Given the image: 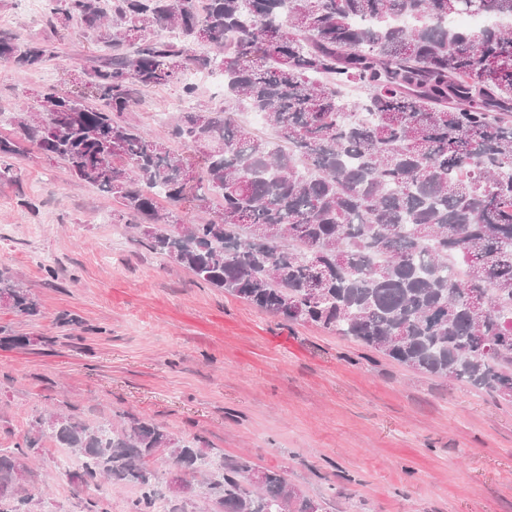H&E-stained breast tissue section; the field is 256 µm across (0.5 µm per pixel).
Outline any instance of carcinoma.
<instances>
[{"label":"carcinoma","mask_w":512,"mask_h":512,"mask_svg":"<svg viewBox=\"0 0 512 512\" xmlns=\"http://www.w3.org/2000/svg\"><path fill=\"white\" fill-rule=\"evenodd\" d=\"M44 0L50 27L80 24L109 49L82 89L46 88L0 136V182L32 145L119 204L115 224L198 282L290 323L351 338L412 370L512 398V27L451 28L460 14L511 17L512 0ZM405 15L410 28L354 24ZM175 30L170 39L164 31ZM57 56L0 35V60L38 71ZM219 67L224 101L179 113L171 137L192 164L127 120L144 90ZM258 112L269 133L239 122ZM368 112L371 121L360 113ZM222 211L185 223L180 206ZM165 199L169 208L160 206ZM463 267L453 280L448 257ZM0 303L25 317L38 300L0 269ZM87 461L78 477L139 488L128 512L163 491L149 460L170 450L198 471V448L128 415L94 429L39 417L0 450V512L24 459L44 441ZM214 512H322L277 471L245 458L215 470Z\"/></svg>","instance_id":"obj_1"}]
</instances>
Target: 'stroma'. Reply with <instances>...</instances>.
I'll use <instances>...</instances> for the list:
<instances>
[{
	"instance_id": "1",
	"label": "stroma",
	"mask_w": 512,
	"mask_h": 512,
	"mask_svg": "<svg viewBox=\"0 0 512 512\" xmlns=\"http://www.w3.org/2000/svg\"><path fill=\"white\" fill-rule=\"evenodd\" d=\"M52 38L25 0H0V34ZM53 39V38H52ZM56 41V40H55ZM58 55L25 76L0 64V135L43 85L69 91L106 52L72 24ZM178 87L153 88L129 120L168 140ZM21 185L0 183V267L38 299L33 321L0 306V448L54 411L120 422L131 413L174 436L203 437L211 459L282 473L324 512H512V400L408 369L311 324H291L140 247L112 203L30 151ZM45 441L24 481L32 512H84L129 486L60 470Z\"/></svg>"
}]
</instances>
